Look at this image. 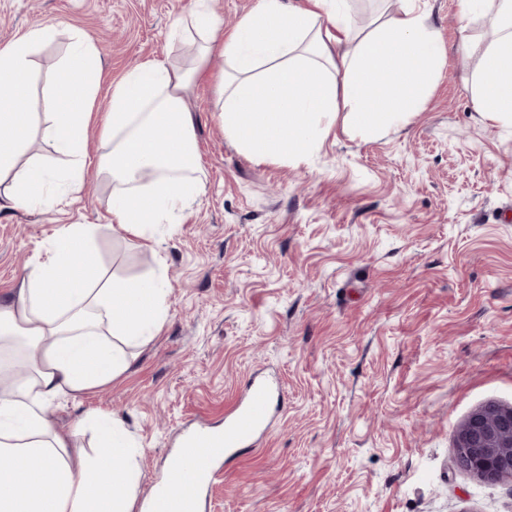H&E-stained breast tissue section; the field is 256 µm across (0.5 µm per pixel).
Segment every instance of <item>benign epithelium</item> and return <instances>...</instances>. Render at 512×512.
<instances>
[{"instance_id": "benign-epithelium-1", "label": "benign epithelium", "mask_w": 512, "mask_h": 512, "mask_svg": "<svg viewBox=\"0 0 512 512\" xmlns=\"http://www.w3.org/2000/svg\"><path fill=\"white\" fill-rule=\"evenodd\" d=\"M455 462L483 482L512 480V406L475 409L458 428Z\"/></svg>"}]
</instances>
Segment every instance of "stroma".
<instances>
[{
  "mask_svg": "<svg viewBox=\"0 0 512 512\" xmlns=\"http://www.w3.org/2000/svg\"><path fill=\"white\" fill-rule=\"evenodd\" d=\"M193 0H0V46L34 24L30 109L58 90L75 32L98 45L104 83L152 58L189 63L172 19ZM447 64L425 109L364 139L336 125L288 163L224 136L213 54L188 90L204 191L156 250L113 233L112 187L90 147L79 200L0 210V300L65 224L88 225L119 278L164 268L167 320L129 370L54 401L60 431L85 414L122 419L139 450L137 499L164 481L185 430L220 426L256 378L279 377L278 420L206 492L203 512H512V481L454 461L458 427L512 405V126L483 121L465 88L460 0H427Z\"/></svg>",
  "mask_w": 512,
  "mask_h": 512,
  "instance_id": "obj_1",
  "label": "stroma"
}]
</instances>
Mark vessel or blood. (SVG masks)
<instances>
[{
    "label": "vessel or blood",
    "mask_w": 512,
    "mask_h": 512,
    "mask_svg": "<svg viewBox=\"0 0 512 512\" xmlns=\"http://www.w3.org/2000/svg\"><path fill=\"white\" fill-rule=\"evenodd\" d=\"M279 393L269 383H251L246 398L225 413L223 430L201 426L185 432L181 448L167 461L168 479L148 493V512H198L204 490L222 474L220 461L255 443Z\"/></svg>",
    "instance_id": "vessel-or-blood-1"
}]
</instances>
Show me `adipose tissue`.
<instances>
[{
  "label": "adipose tissue",
  "instance_id": "obj_1",
  "mask_svg": "<svg viewBox=\"0 0 512 512\" xmlns=\"http://www.w3.org/2000/svg\"><path fill=\"white\" fill-rule=\"evenodd\" d=\"M347 0H260L235 31L219 39L203 0L176 16L171 37L201 39L192 67L151 59L113 83L105 119L91 132L101 79L94 41L75 33L61 69L66 95L52 99L41 129L22 111L32 86L31 55L52 41L54 27L33 25L0 47V209L52 207L47 187L77 197L90 140L102 151L98 171L112 186L113 232L147 238L203 190L191 82L213 52L221 77L224 135L244 154L292 160L313 149L336 122L365 139L404 128L426 105L446 64L423 0H400L396 15L355 29ZM459 42L470 61V101L482 119L512 125V0H461ZM54 152L74 157L56 175L23 161L32 132ZM87 225L69 224L0 302V351L20 353L25 370L0 365V512H133L139 448L121 420L86 416L98 442L72 452L48 413L129 370L132 347L148 341L168 316L163 276L121 279L89 254ZM36 481H29V474Z\"/></svg>",
  "mask_w": 512,
  "mask_h": 512
}]
</instances>
